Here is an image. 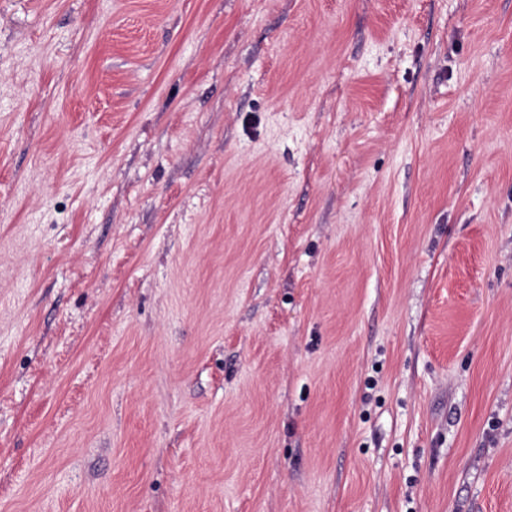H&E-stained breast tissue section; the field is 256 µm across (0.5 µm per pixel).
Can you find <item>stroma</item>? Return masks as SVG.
Segmentation results:
<instances>
[{"label":"stroma","instance_id":"35a3bbf8","mask_svg":"<svg viewBox=\"0 0 512 512\" xmlns=\"http://www.w3.org/2000/svg\"><path fill=\"white\" fill-rule=\"evenodd\" d=\"M0 512H512V0H0Z\"/></svg>","mask_w":512,"mask_h":512}]
</instances>
